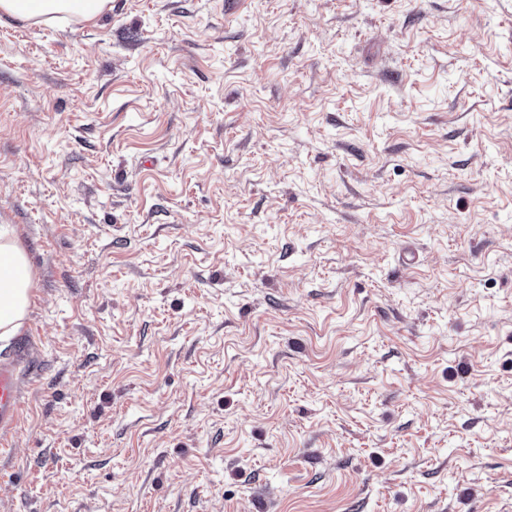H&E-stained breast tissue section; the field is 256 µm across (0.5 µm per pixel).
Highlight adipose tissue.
Masks as SVG:
<instances>
[{"instance_id": "1", "label": "adipose tissue", "mask_w": 512, "mask_h": 512, "mask_svg": "<svg viewBox=\"0 0 512 512\" xmlns=\"http://www.w3.org/2000/svg\"><path fill=\"white\" fill-rule=\"evenodd\" d=\"M112 0H0V16L39 23L70 15L84 21L110 9ZM35 271L14 229L0 225V342L15 336L31 305Z\"/></svg>"}]
</instances>
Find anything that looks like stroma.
Returning <instances> with one entry per match:
<instances>
[{
  "mask_svg": "<svg viewBox=\"0 0 512 512\" xmlns=\"http://www.w3.org/2000/svg\"><path fill=\"white\" fill-rule=\"evenodd\" d=\"M0 224V512H512V0L2 17ZM35 271L10 224L0 225V342L23 325L31 305ZM24 347L16 354L0 356V446L5 448L15 434L22 416L20 361Z\"/></svg>",
  "mask_w": 512,
  "mask_h": 512,
  "instance_id": "obj_1",
  "label": "stroma"
}]
</instances>
